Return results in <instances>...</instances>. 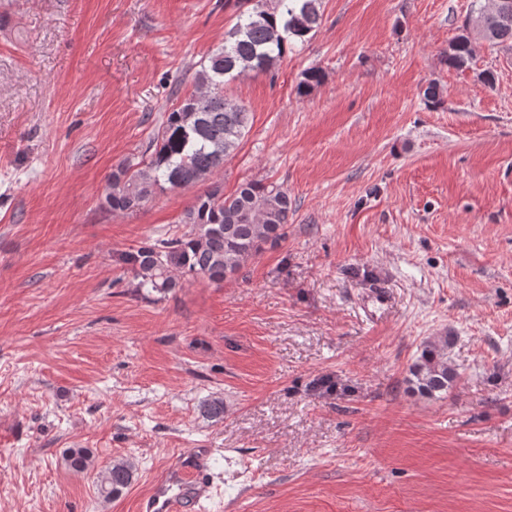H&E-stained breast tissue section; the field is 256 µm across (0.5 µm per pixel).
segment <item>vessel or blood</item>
Returning <instances> with one entry per match:
<instances>
[{
    "mask_svg": "<svg viewBox=\"0 0 512 512\" xmlns=\"http://www.w3.org/2000/svg\"><path fill=\"white\" fill-rule=\"evenodd\" d=\"M208 456V449L190 448L170 459L141 502L140 512H197L212 492Z\"/></svg>",
    "mask_w": 512,
    "mask_h": 512,
    "instance_id": "vessel-or-blood-1",
    "label": "vessel or blood"
}]
</instances>
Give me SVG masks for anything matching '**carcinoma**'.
Wrapping results in <instances>:
<instances>
[{
    "mask_svg": "<svg viewBox=\"0 0 512 512\" xmlns=\"http://www.w3.org/2000/svg\"><path fill=\"white\" fill-rule=\"evenodd\" d=\"M252 7L239 12L224 35V46L212 53L195 75L197 91L168 113L147 159L123 161L108 180L105 203L113 211L134 213L158 191L206 181L224 167L249 132L247 109L224 94V85L246 71H268L286 53L288 45L318 27L320 0H246ZM481 27L492 45L512 43V0H491L466 19L448 44L445 61L462 69L473 58L472 30ZM316 67L305 71L297 86L306 93L320 83ZM293 204L288 193L273 184L248 181L226 197L212 186L185 212L188 234L144 244L125 254L139 287L164 296L177 286L173 273L213 283L241 269L267 243L286 236ZM456 336L440 332L423 342L409 367L408 383L427 397L448 394L456 373L448 350ZM66 465L84 471L91 465L87 448H70ZM130 464L116 460L98 474L97 490L106 499L120 497L133 481Z\"/></svg>",
    "mask_w": 512,
    "mask_h": 512,
    "instance_id": "carcinoma-1",
    "label": "carcinoma"
}]
</instances>
